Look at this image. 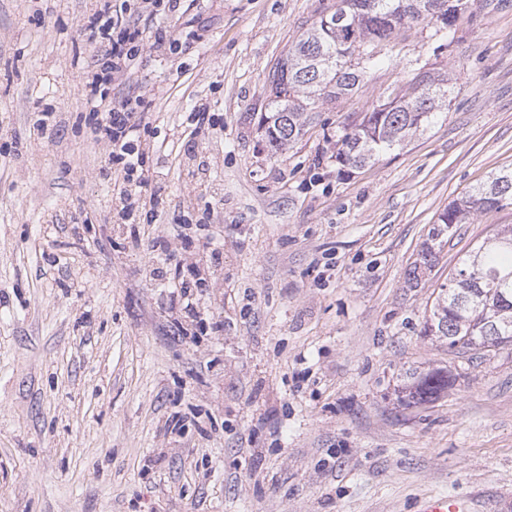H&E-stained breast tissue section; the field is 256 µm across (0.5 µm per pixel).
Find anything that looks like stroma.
I'll return each instance as SVG.
<instances>
[{"label": "stroma", "instance_id": "35a3bbf8", "mask_svg": "<svg viewBox=\"0 0 512 512\" xmlns=\"http://www.w3.org/2000/svg\"><path fill=\"white\" fill-rule=\"evenodd\" d=\"M330 2L181 0L139 22L180 47L91 101L76 73L97 52L78 24L98 0H0V512H415L473 492L479 512H512V346L472 356L421 333L512 205L460 225L407 283L439 212L512 168V0H472L438 55L423 25L381 43L385 66L271 155L268 76ZM418 62L455 82L449 111L339 174L344 118ZM127 95L150 104L141 147L164 159L132 192L160 193L137 220L163 255L132 248L92 132ZM199 107L215 127L192 139ZM179 264L195 275L150 274ZM428 365L447 393L402 404Z\"/></svg>", "mask_w": 512, "mask_h": 512}]
</instances>
